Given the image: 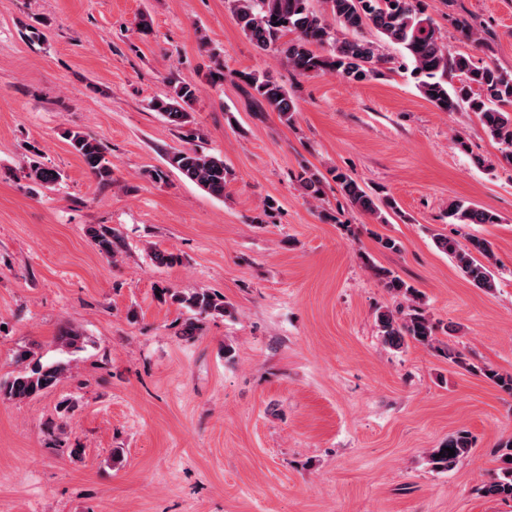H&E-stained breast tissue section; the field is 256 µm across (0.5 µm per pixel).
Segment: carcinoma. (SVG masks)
Returning <instances> with one entry per match:
<instances>
[{
  "instance_id": "carcinoma-1",
  "label": "carcinoma",
  "mask_w": 512,
  "mask_h": 512,
  "mask_svg": "<svg viewBox=\"0 0 512 512\" xmlns=\"http://www.w3.org/2000/svg\"><path fill=\"white\" fill-rule=\"evenodd\" d=\"M324 12L310 9L309 0H227L232 14L245 36L259 49L271 51L302 75L332 73L349 82H361L376 76L375 65L383 60L381 43L398 46L401 66L412 67L419 79L422 96L442 112L466 110L476 114L488 135L501 146L502 157L512 163V71L500 68L472 54L453 53L438 34L433 19L425 13L422 0H322ZM375 30L378 39L366 35V29ZM454 28L462 39L482 44L479 28L467 17L454 19ZM294 37L289 39L287 34ZM455 72L460 79L448 82V74ZM245 82L254 91L253 98L261 106L278 114L281 122L290 124L297 112V104L288 91L268 72L249 73ZM199 88L190 83L174 82L171 94L153 98L148 103L173 128L191 123V110L197 101ZM69 145L83 160L89 171L102 185L114 182L115 165L107 156V148L99 141L79 132L68 134ZM166 164L184 179L195 183L209 195L223 198L231 181V170L220 155H208L195 148H184L167 156ZM27 178L37 186L50 189L60 182L62 173L45 167L39 161L29 163ZM332 178L341 195L357 210L374 215L378 223L387 224L386 214L400 215L397 204L390 198L381 199L367 191L351 174L334 171ZM300 186L312 198L323 193V177L309 168L298 175ZM499 216L468 201L457 199L448 204L450 224H497ZM88 235L98 251L107 258L116 259L124 248L121 237L111 228L90 227ZM436 247L451 255L463 275L476 287H493L488 265L478 259L492 255L490 243L473 238L467 245L440 235ZM384 286L402 298L407 306L381 311L377 315V329L382 341L400 349L407 341L430 347L452 363L459 362L461 354L451 345L436 342L435 326L423 307L416 288L399 276L388 272ZM159 298L171 300L181 308L193 312L185 323L183 335L192 339L199 335L196 317L222 316L227 313L222 297L199 290L188 294L162 288ZM81 333L73 327L63 328L57 343L65 348H76ZM66 371L62 363L38 365L28 372H20L12 379L0 382V399L21 401L32 399L53 388ZM455 455L448 456L445 448ZM473 449V440L464 431H458L435 448L428 456V464L436 471H445ZM501 466L496 477L480 488L483 496L501 501L512 500V439L496 450Z\"/></svg>"
}]
</instances>
